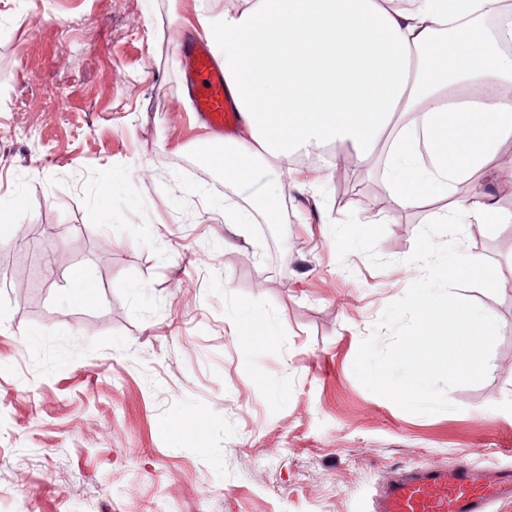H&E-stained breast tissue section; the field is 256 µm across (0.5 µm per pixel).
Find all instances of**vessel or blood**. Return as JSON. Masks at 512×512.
<instances>
[{"label":"vessel or blood","mask_w":512,"mask_h":512,"mask_svg":"<svg viewBox=\"0 0 512 512\" xmlns=\"http://www.w3.org/2000/svg\"><path fill=\"white\" fill-rule=\"evenodd\" d=\"M178 52L195 113L216 131L232 130L239 114L225 95L224 70L215 60L210 37L200 35ZM511 499V468L480 472L468 464L415 466L381 486L376 512H492L495 503Z\"/></svg>","instance_id":"b4317fda"}]
</instances>
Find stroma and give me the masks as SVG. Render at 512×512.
Wrapping results in <instances>:
<instances>
[{
    "instance_id": "obj_1",
    "label": "stroma",
    "mask_w": 512,
    "mask_h": 512,
    "mask_svg": "<svg viewBox=\"0 0 512 512\" xmlns=\"http://www.w3.org/2000/svg\"><path fill=\"white\" fill-rule=\"evenodd\" d=\"M200 2L0 0V512H374L399 468L512 465V223L462 244L499 280L460 290L499 323L486 379L432 415L367 390L431 215L378 223L368 164L347 201L330 168L262 176L277 223H225L174 51Z\"/></svg>"
}]
</instances>
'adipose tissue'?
Masks as SVG:
<instances>
[{
	"instance_id": "1",
	"label": "adipose tissue",
	"mask_w": 512,
	"mask_h": 512,
	"mask_svg": "<svg viewBox=\"0 0 512 512\" xmlns=\"http://www.w3.org/2000/svg\"><path fill=\"white\" fill-rule=\"evenodd\" d=\"M507 0H238L198 14L224 61L226 92L244 135L202 158L247 205L224 208L228 224L253 215L276 223L269 193L255 188L311 147L366 160L384 156L382 180L403 209L447 197L437 223H512L493 201L458 199L475 173L512 180L502 148L512 142V54L504 29L485 22ZM436 147L431 165L422 148Z\"/></svg>"
}]
</instances>
